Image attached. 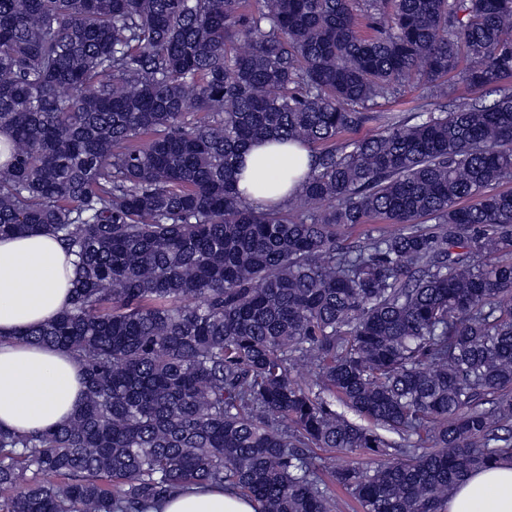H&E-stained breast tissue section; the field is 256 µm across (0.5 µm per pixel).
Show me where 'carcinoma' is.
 Masks as SVG:
<instances>
[{
    "mask_svg": "<svg viewBox=\"0 0 512 512\" xmlns=\"http://www.w3.org/2000/svg\"><path fill=\"white\" fill-rule=\"evenodd\" d=\"M0 0V235L75 256L19 339L84 368L42 433L0 428V512H149L228 486L257 512H445L512 458V0ZM495 99L448 104V76ZM411 78L430 102L374 110ZM372 133L348 134L367 126ZM299 143V206L241 152ZM381 220L350 241L341 227ZM309 154L300 145L253 142L236 164L239 194L262 210L285 203L309 172Z\"/></svg>",
    "mask_w": 512,
    "mask_h": 512,
    "instance_id": "cac0c4a2",
    "label": "carcinoma"
}]
</instances>
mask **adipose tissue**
Segmentation results:
<instances>
[{
	"label": "adipose tissue",
	"mask_w": 512,
	"mask_h": 512,
	"mask_svg": "<svg viewBox=\"0 0 512 512\" xmlns=\"http://www.w3.org/2000/svg\"><path fill=\"white\" fill-rule=\"evenodd\" d=\"M300 145L253 142L237 162V189L252 206L285 203L309 171ZM72 258L42 232L0 238V427L41 432L66 422L83 398L84 370L67 353L17 340L19 330L68 307ZM151 512H255L231 490L192 485L160 500ZM446 512H512V461L473 471L459 482Z\"/></svg>",
	"instance_id": "1"
}]
</instances>
